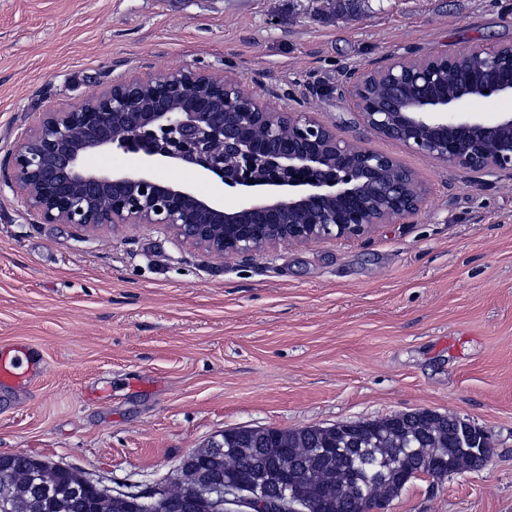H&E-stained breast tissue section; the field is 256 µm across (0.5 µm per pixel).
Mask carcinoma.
Wrapping results in <instances>:
<instances>
[{
	"label": "carcinoma",
	"instance_id": "carcinoma-1",
	"mask_svg": "<svg viewBox=\"0 0 512 512\" xmlns=\"http://www.w3.org/2000/svg\"><path fill=\"white\" fill-rule=\"evenodd\" d=\"M436 412L422 410L403 422L358 421L348 432L336 425L294 430L246 428L224 432V447L237 454L239 473L270 496L278 493L284 464L302 471L327 474L322 485L302 482L298 494L316 505L311 512H369L377 500H393L416 479L425 463L435 478L471 470L480 457L482 436L464 423H436ZM186 468L208 470L215 481L224 479V452L203 448L190 455ZM84 476L48 458L14 455L0 464V512H125L121 499L101 501L82 489Z\"/></svg>",
	"mask_w": 512,
	"mask_h": 512
}]
</instances>
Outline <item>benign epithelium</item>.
I'll return each instance as SVG.
<instances>
[{"label":"benign epithelium","mask_w":512,"mask_h":512,"mask_svg":"<svg viewBox=\"0 0 512 512\" xmlns=\"http://www.w3.org/2000/svg\"><path fill=\"white\" fill-rule=\"evenodd\" d=\"M468 62L461 86L434 95L448 67ZM394 94L371 101V81ZM347 92L373 133L448 166L485 176L512 175V113L486 123L463 106L475 92L512 95V47H473L385 63L349 77ZM288 147H283V141ZM136 156L131 168L93 170V153ZM172 162L240 188L233 208L165 181L156 170ZM10 186L44 224L91 230L157 224L214 258L259 256L280 244L362 236L379 224H404L426 199L423 181L400 161L339 137L311 112L261 101L246 82L184 68L112 82L96 96L42 113L11 155ZM267 187L257 197L247 192ZM100 496L131 502V512H156L158 498L206 497L212 487L180 480L149 492L114 490L94 479ZM221 512H308L283 487L259 499L245 482L224 481Z\"/></svg>","instance_id":"benign-epithelium-1"}]
</instances>
